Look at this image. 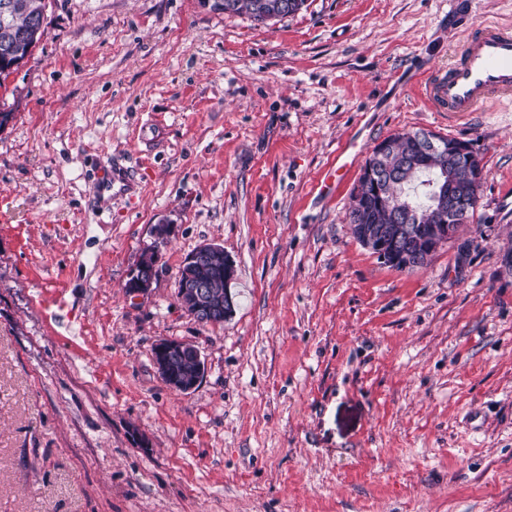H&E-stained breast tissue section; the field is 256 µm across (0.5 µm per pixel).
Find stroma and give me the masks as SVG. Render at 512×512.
Segmentation results:
<instances>
[{
  "label": "stroma",
  "mask_w": 512,
  "mask_h": 512,
  "mask_svg": "<svg viewBox=\"0 0 512 512\" xmlns=\"http://www.w3.org/2000/svg\"><path fill=\"white\" fill-rule=\"evenodd\" d=\"M487 21L512 0H306L268 25L46 0L0 86V512H512V99L436 112L420 89ZM419 129L485 176L457 241L400 271L348 213L372 148ZM102 162L136 191L101 202ZM212 242L237 269L220 326L176 296ZM165 339L201 352L190 392L154 365ZM152 244L148 247H146L143 252L141 253V256H140V261H139V265L137 264L132 272V275L131 277H134V278H130L128 280V283H127V289L129 291L128 295L132 298V299H139V298H144L145 296H147L151 290V286H152V283H153V280L155 278L154 276V273L156 272V263H157V259H158V256H159V249L156 248L155 249V252H156V262L152 268V270L150 271H146L144 269H141L139 268V266H141L142 268H146V269H149L153 262H154V253L152 252ZM134 281V287L131 288L132 286V282Z\"/></svg>",
  "instance_id": "35a3bbf8"
}]
</instances>
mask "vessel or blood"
Segmentation results:
<instances>
[{"mask_svg": "<svg viewBox=\"0 0 512 512\" xmlns=\"http://www.w3.org/2000/svg\"><path fill=\"white\" fill-rule=\"evenodd\" d=\"M424 89L439 112H491L512 97V28L481 24L448 70L424 76Z\"/></svg>", "mask_w": 512, "mask_h": 512, "instance_id": "obj_1", "label": "vessel or blood"}]
</instances>
